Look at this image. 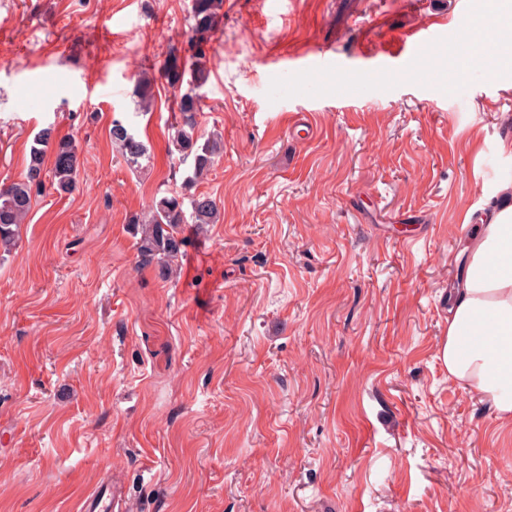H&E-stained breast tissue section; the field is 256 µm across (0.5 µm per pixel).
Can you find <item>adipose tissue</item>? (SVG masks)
<instances>
[{
	"mask_svg": "<svg viewBox=\"0 0 512 512\" xmlns=\"http://www.w3.org/2000/svg\"><path fill=\"white\" fill-rule=\"evenodd\" d=\"M492 33L474 31L465 57L495 45L512 53V0H488ZM502 203L488 211L465 242L466 270L451 289L448 336L441 355L448 377L499 419L512 420V181L503 182Z\"/></svg>",
	"mask_w": 512,
	"mask_h": 512,
	"instance_id": "1",
	"label": "adipose tissue"
}]
</instances>
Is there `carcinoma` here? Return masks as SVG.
Masks as SVG:
<instances>
[{
	"instance_id": "1",
	"label": "carcinoma",
	"mask_w": 512,
	"mask_h": 512,
	"mask_svg": "<svg viewBox=\"0 0 512 512\" xmlns=\"http://www.w3.org/2000/svg\"><path fill=\"white\" fill-rule=\"evenodd\" d=\"M187 48L169 50L159 66L143 72L134 94L138 110L146 112L152 105L156 82L180 91L176 101L179 120L171 125L170 151L191 160L190 181H201L212 169L216 156L223 148L221 135L213 132L203 136L197 132V115L202 110L197 96L210 80L207 51L224 20V0H190ZM112 143L124 163L131 169L142 167L149 159L146 144L139 140L120 119L112 121ZM52 149V166L45 167L46 149ZM78 146L72 139L55 134L52 125L41 128L34 136L29 160L22 177L0 187V246L7 248L18 237L33 198L42 192L45 179L60 194L71 193L77 184ZM220 220V213L211 196L200 193L185 196L166 192L155 197L145 213H135L128 219L137 237L139 262L157 267L159 276L168 280L173 264L186 251L188 240L181 236V225L193 224L202 233Z\"/></svg>"
}]
</instances>
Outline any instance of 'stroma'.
Returning a JSON list of instances; mask_svg holds the SVG:
<instances>
[{"mask_svg":"<svg viewBox=\"0 0 512 512\" xmlns=\"http://www.w3.org/2000/svg\"><path fill=\"white\" fill-rule=\"evenodd\" d=\"M188 3L0 0V185L47 124L79 157L0 250V512H78L111 472L139 512H512V423L439 354L462 246L512 180V62L490 78L457 55L486 0H225L198 116L224 152L193 186L173 92L139 116L132 97ZM435 12L417 74L353 98L362 27ZM322 49L341 69L298 65ZM160 191L221 213L186 228L173 281L127 224ZM111 135L112 143L118 148L124 163L129 168L137 170L142 167L143 161L149 159L146 144L139 140L122 120L112 121Z\"/></svg>","mask_w":512,"mask_h":512,"instance_id":"1","label":"stroma"}]
</instances>
